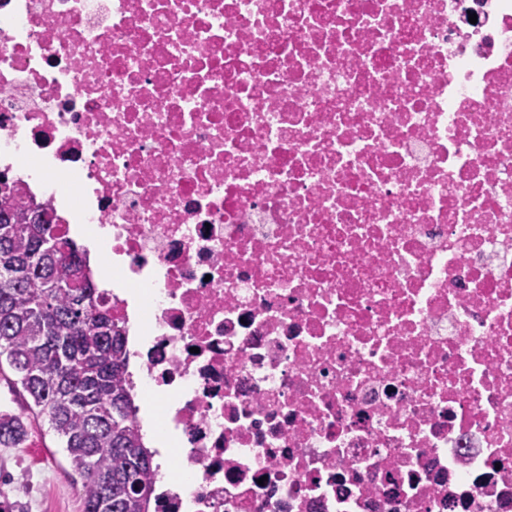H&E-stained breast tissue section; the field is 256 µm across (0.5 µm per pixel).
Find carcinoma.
<instances>
[{
	"label": "carcinoma",
	"instance_id": "cac0c4a2",
	"mask_svg": "<svg viewBox=\"0 0 512 512\" xmlns=\"http://www.w3.org/2000/svg\"><path fill=\"white\" fill-rule=\"evenodd\" d=\"M124 326L112 318L87 253L0 179V375L61 442L82 480V512H152L154 453L136 421ZM23 418L0 410V446L18 448Z\"/></svg>",
	"mask_w": 512,
	"mask_h": 512
}]
</instances>
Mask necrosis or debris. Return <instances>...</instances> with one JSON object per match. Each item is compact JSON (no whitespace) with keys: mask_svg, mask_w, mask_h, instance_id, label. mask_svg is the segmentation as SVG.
I'll list each match as a JSON object with an SVG mask.
<instances>
[{"mask_svg":"<svg viewBox=\"0 0 512 512\" xmlns=\"http://www.w3.org/2000/svg\"><path fill=\"white\" fill-rule=\"evenodd\" d=\"M0 167L116 263L157 512H512V0H0Z\"/></svg>","mask_w":512,"mask_h":512,"instance_id":"4bbe7bcc","label":"necrosis or debris"}]
</instances>
